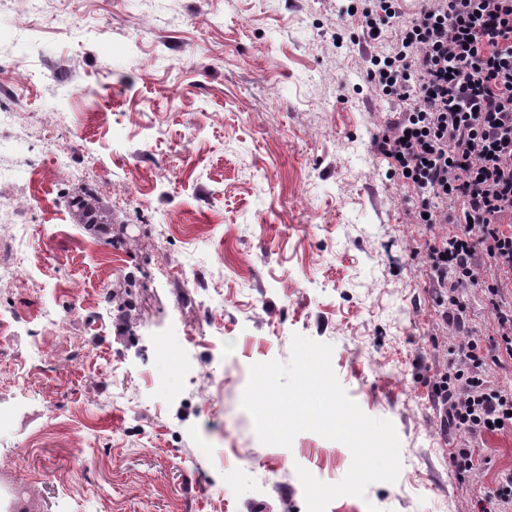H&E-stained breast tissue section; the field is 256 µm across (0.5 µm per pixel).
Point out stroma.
Segmentation results:
<instances>
[{"mask_svg":"<svg viewBox=\"0 0 512 512\" xmlns=\"http://www.w3.org/2000/svg\"><path fill=\"white\" fill-rule=\"evenodd\" d=\"M338 6L44 0L23 32L22 0H0V110L19 124L0 165L33 174L0 181V210L30 221L42 268L0 285V312L82 305L28 379L0 334V512H306L296 466L336 483L350 450L309 431L263 445L241 406L250 366L288 362L296 333L332 344L340 384L401 442L396 482L326 512H476L512 472V430L468 437L430 397L495 311L470 288L465 329L438 325L431 232L373 148L395 118L365 80L375 46L339 41L356 25ZM67 142L73 179L50 150Z\"/></svg>","mask_w":512,"mask_h":512,"instance_id":"stroma-1","label":"stroma"}]
</instances>
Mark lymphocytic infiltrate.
<instances>
[{
  "label": "lymphocytic infiltrate",
  "instance_id": "obj_1",
  "mask_svg": "<svg viewBox=\"0 0 512 512\" xmlns=\"http://www.w3.org/2000/svg\"><path fill=\"white\" fill-rule=\"evenodd\" d=\"M356 0L364 40L389 38L366 75L399 106L376 151L392 179L414 193L418 224L450 231L427 244L438 307L464 311L458 291L482 288L496 312L490 345L466 337L431 395L453 424L478 437L490 424L512 429V389L486 379L512 362V0Z\"/></svg>",
  "mask_w": 512,
  "mask_h": 512
}]
</instances>
